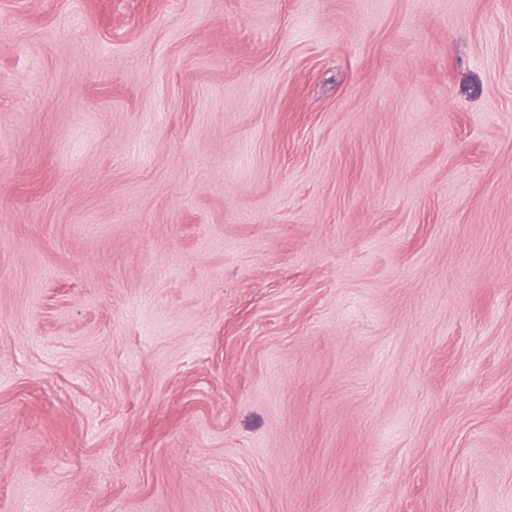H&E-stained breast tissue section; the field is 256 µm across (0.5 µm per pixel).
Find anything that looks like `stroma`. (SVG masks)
I'll return each instance as SVG.
<instances>
[{"instance_id": "1", "label": "stroma", "mask_w": 512, "mask_h": 512, "mask_svg": "<svg viewBox=\"0 0 512 512\" xmlns=\"http://www.w3.org/2000/svg\"><path fill=\"white\" fill-rule=\"evenodd\" d=\"M0 512H512V0H0Z\"/></svg>"}]
</instances>
